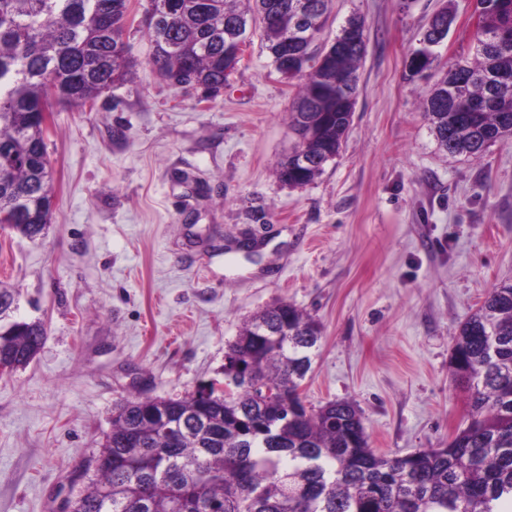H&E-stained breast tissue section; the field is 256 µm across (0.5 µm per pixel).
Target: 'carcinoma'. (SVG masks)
<instances>
[{
	"instance_id": "carcinoma-1",
	"label": "carcinoma",
	"mask_w": 512,
	"mask_h": 512,
	"mask_svg": "<svg viewBox=\"0 0 512 512\" xmlns=\"http://www.w3.org/2000/svg\"><path fill=\"white\" fill-rule=\"evenodd\" d=\"M127 0H0V213L34 241L50 223L47 129L39 112L54 101L80 112L126 82ZM144 15L160 76L215 95L236 69L224 61L229 28L261 23L271 60L302 0H149ZM304 64L284 74L298 85L291 128L296 151L279 163L280 180L303 187L339 154L356 103L366 43L346 46L333 73L316 67L315 41L330 0H308ZM472 58H461L423 99L441 149L477 157L512 140V0H483ZM15 293L0 288V360L15 368L38 354L46 329L12 318ZM288 321V335L261 329ZM322 340L318 321L279 302L243 323L224 355V377L246 371L236 389L204 399L136 398L112 414L102 447L69 477L71 512H497L512 501V284L492 289L460 325L452 375L466 385L469 413L442 448L403 456L370 448L356 405L307 407L303 381Z\"/></svg>"
}]
</instances>
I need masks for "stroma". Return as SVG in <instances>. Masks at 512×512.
Wrapping results in <instances>:
<instances>
[{
	"label": "stroma",
	"mask_w": 512,
	"mask_h": 512,
	"mask_svg": "<svg viewBox=\"0 0 512 512\" xmlns=\"http://www.w3.org/2000/svg\"><path fill=\"white\" fill-rule=\"evenodd\" d=\"M128 82L92 111L53 104L47 236L0 227V287L46 339L0 376V512H52L100 448L118 405L222 379L227 344L281 300L320 322L307 406L353 401L386 455L439 448L464 426L448 370L458 329L512 283V142L478 158L439 151L420 101L469 54L472 0H333L319 44L366 21L355 112L339 156L300 188L297 86L253 33L213 100L161 79L132 0ZM455 16L433 68L410 77L432 16Z\"/></svg>",
	"instance_id": "stroma-1"
}]
</instances>
